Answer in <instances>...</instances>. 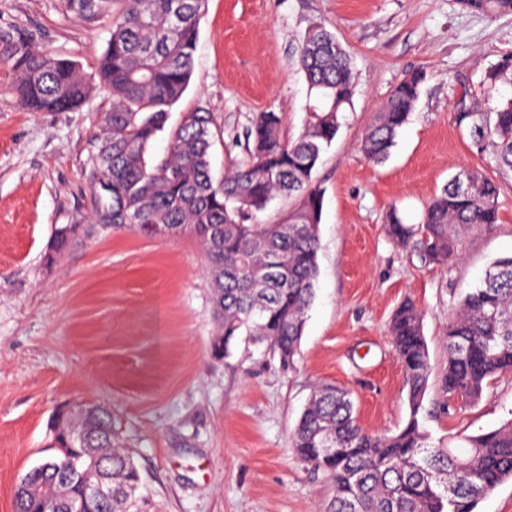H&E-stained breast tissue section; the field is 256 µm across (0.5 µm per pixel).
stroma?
<instances>
[{
  "instance_id": "1",
  "label": "stroma",
  "mask_w": 512,
  "mask_h": 512,
  "mask_svg": "<svg viewBox=\"0 0 512 512\" xmlns=\"http://www.w3.org/2000/svg\"><path fill=\"white\" fill-rule=\"evenodd\" d=\"M317 22L350 54L356 90L313 174L324 193L318 274L290 369L241 342L213 356L212 290L194 236L86 222L89 159L112 106L105 88L74 112H29L0 88V512H13L19 478L51 456L55 410L77 401L111 409L141 476L136 512H320L332 483L295 455L290 433L321 383L350 392L365 431L404 425L389 324L408 298L423 315L432 367L423 418L434 442L454 446L512 418V373L474 404L442 388V336L461 296L512 255V171L497 169L454 120L459 100L487 96V72L512 54V10L463 0H207L192 80L169 122L200 106L212 113L215 178L247 159L244 132L257 113H281L284 135L301 133L310 98L297 46ZM6 24L85 64L109 38L65 0H0ZM415 70L426 74L417 106L390 157L373 163L361 133ZM463 168L499 180V221L469 237L448 269L424 267L387 236L386 214L394 206L419 223ZM78 220L77 240L54 252L56 229Z\"/></svg>"
}]
</instances>
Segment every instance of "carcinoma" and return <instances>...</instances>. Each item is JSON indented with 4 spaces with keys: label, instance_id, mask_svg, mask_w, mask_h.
Segmentation results:
<instances>
[{
    "label": "carcinoma",
    "instance_id": "cac0c4a2",
    "mask_svg": "<svg viewBox=\"0 0 512 512\" xmlns=\"http://www.w3.org/2000/svg\"><path fill=\"white\" fill-rule=\"evenodd\" d=\"M205 3L66 0L75 17L107 23L109 39L92 74L80 62L38 47L19 27H0V68L30 112L74 111L96 85L111 93L104 133L90 157L87 221L103 229L167 224L174 235L195 236L213 292L215 354L228 355L243 336L290 367L318 273L323 193L312 173L351 107V60L326 26L308 29L298 45V64L316 104L304 131L288 139L279 113H258L246 130L249 159L216 183L211 112L198 107L167 128L170 110L193 74ZM511 75L509 56L489 70L487 80L494 84ZM425 80L422 70L407 74L366 127L360 148L370 161L389 158ZM455 121L478 149L493 148L499 169L512 171V99L495 106L462 100ZM165 132L166 154L148 157L150 144ZM499 194L498 181L465 168L424 206L419 223H404L391 208L386 233L398 245L413 244L423 265L444 269L461 258L470 236L497 223ZM277 196L295 204L277 223H257V213ZM79 230L78 224L57 230L55 251L66 250ZM389 333L404 373V426L391 435L364 431L349 393L322 384L314 387L292 430V447L330 477L333 495L326 512H477L480 500L512 479V419L461 438V451L434 445L421 416L431 364L422 315L413 302L397 308ZM443 342L442 386L450 399L474 403L493 380L512 372V256L496 260L461 298ZM51 433L56 454L44 460L38 492L14 496L15 512H69L67 500L79 499L82 476L93 470L86 448L103 461L112 484V498L95 512H130L141 478L132 453L112 431L111 410L61 408ZM66 469L74 478L65 498L57 476Z\"/></svg>",
    "mask_w": 512,
    "mask_h": 512
}]
</instances>
